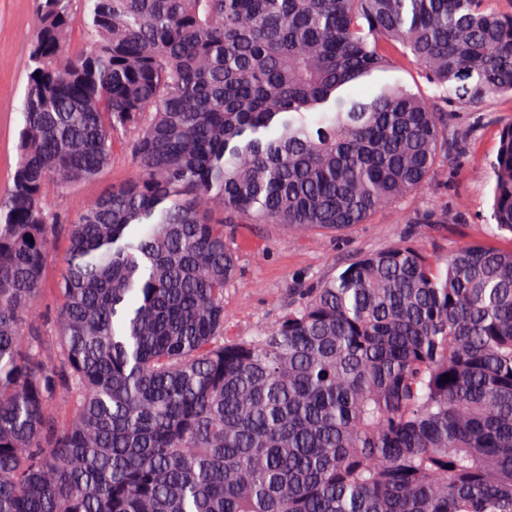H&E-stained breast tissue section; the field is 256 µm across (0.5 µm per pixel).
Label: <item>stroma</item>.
I'll return each instance as SVG.
<instances>
[{
  "mask_svg": "<svg viewBox=\"0 0 512 512\" xmlns=\"http://www.w3.org/2000/svg\"><path fill=\"white\" fill-rule=\"evenodd\" d=\"M38 0H0V197L13 184L27 74L22 66L34 34ZM401 85L429 98L441 89L428 83L412 62L396 59L352 88L367 98L382 88ZM512 122V101L487 99L478 112H463L448 128L463 134L457 153L440 168L435 182L402 200L395 209L378 214L339 235L295 233L275 224H233L228 237L237 252L239 274L224 289V327L228 334L249 336L268 329L295 289L327 279L351 259L411 240L416 218L446 212L450 222L427 225L426 246L439 258L465 242L489 238V201L493 180L489 164L498 147V131ZM134 165L123 143H115L109 168L94 180L66 194L48 189L46 201L79 214L113 184L129 179Z\"/></svg>",
  "mask_w": 512,
  "mask_h": 512,
  "instance_id": "35a3bbf8",
  "label": "stroma"
}]
</instances>
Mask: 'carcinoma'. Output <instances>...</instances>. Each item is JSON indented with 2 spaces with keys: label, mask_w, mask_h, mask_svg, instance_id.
<instances>
[{
  "label": "carcinoma",
  "mask_w": 512,
  "mask_h": 512,
  "mask_svg": "<svg viewBox=\"0 0 512 512\" xmlns=\"http://www.w3.org/2000/svg\"><path fill=\"white\" fill-rule=\"evenodd\" d=\"M485 3L40 0L0 199V512H512V123L502 244H397L224 332V225L366 224L435 179L450 109L512 96ZM401 48L442 98L346 94ZM117 139L133 179L46 202Z\"/></svg>",
  "instance_id": "1"
}]
</instances>
